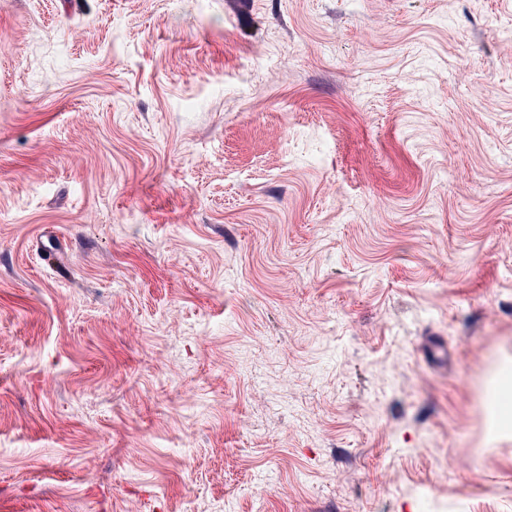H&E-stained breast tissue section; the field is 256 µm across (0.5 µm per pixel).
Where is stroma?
<instances>
[{
  "instance_id": "1",
  "label": "stroma",
  "mask_w": 512,
  "mask_h": 512,
  "mask_svg": "<svg viewBox=\"0 0 512 512\" xmlns=\"http://www.w3.org/2000/svg\"><path fill=\"white\" fill-rule=\"evenodd\" d=\"M0 96V512H512V0H0Z\"/></svg>"
}]
</instances>
